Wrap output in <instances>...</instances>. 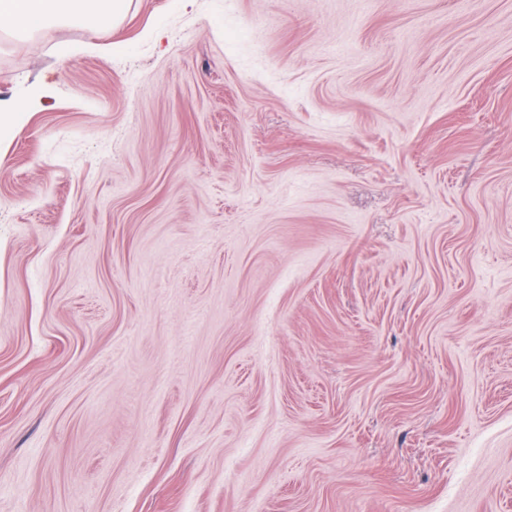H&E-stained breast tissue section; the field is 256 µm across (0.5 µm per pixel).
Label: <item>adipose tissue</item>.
Wrapping results in <instances>:
<instances>
[{"label":"adipose tissue","instance_id":"adipose-tissue-1","mask_svg":"<svg viewBox=\"0 0 512 512\" xmlns=\"http://www.w3.org/2000/svg\"><path fill=\"white\" fill-rule=\"evenodd\" d=\"M125 0H0V20L10 22L19 35L51 22L91 16L97 20L119 17Z\"/></svg>","mask_w":512,"mask_h":512}]
</instances>
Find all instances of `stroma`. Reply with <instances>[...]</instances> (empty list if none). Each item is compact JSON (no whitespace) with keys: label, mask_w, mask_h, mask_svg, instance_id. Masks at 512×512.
I'll use <instances>...</instances> for the list:
<instances>
[{"label":"stroma","mask_w":512,"mask_h":512,"mask_svg":"<svg viewBox=\"0 0 512 512\" xmlns=\"http://www.w3.org/2000/svg\"><path fill=\"white\" fill-rule=\"evenodd\" d=\"M0 103V512H512V0H128Z\"/></svg>","instance_id":"obj_1"}]
</instances>
